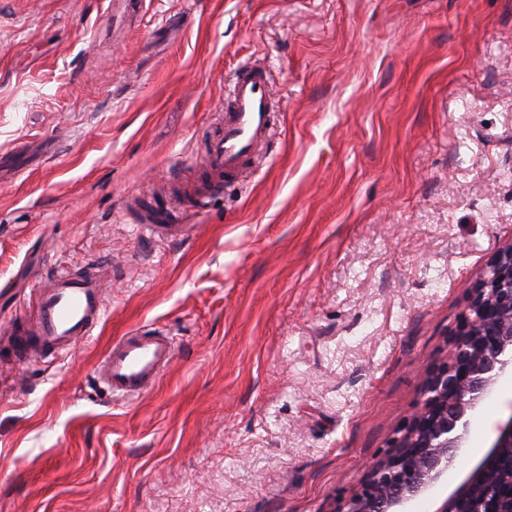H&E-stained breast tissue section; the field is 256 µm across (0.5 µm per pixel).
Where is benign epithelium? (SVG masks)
<instances>
[{"label":"benign epithelium","instance_id":"benign-epithelium-1","mask_svg":"<svg viewBox=\"0 0 512 512\" xmlns=\"http://www.w3.org/2000/svg\"><path fill=\"white\" fill-rule=\"evenodd\" d=\"M512 375V243L499 249L472 286L448 356L429 375L421 404L371 469L344 512H413L458 463L470 416L496 383ZM434 512H512V416L480 462Z\"/></svg>","mask_w":512,"mask_h":512}]
</instances>
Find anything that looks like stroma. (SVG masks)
<instances>
[{"label":"stroma","instance_id":"stroma-1","mask_svg":"<svg viewBox=\"0 0 512 512\" xmlns=\"http://www.w3.org/2000/svg\"><path fill=\"white\" fill-rule=\"evenodd\" d=\"M111 2L0 0V512H341L512 243V0ZM248 65L272 138L195 214ZM92 264V335L20 360L34 284ZM151 328L171 363L112 400ZM511 416L505 376L426 512ZM174 351L172 338L163 331L124 335L112 343L96 372L112 397H136L156 382Z\"/></svg>","mask_w":512,"mask_h":512}]
</instances>
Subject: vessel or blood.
Returning <instances> with one entry per match:
<instances>
[{
    "mask_svg": "<svg viewBox=\"0 0 512 512\" xmlns=\"http://www.w3.org/2000/svg\"><path fill=\"white\" fill-rule=\"evenodd\" d=\"M271 110L270 81L265 71L253 69L236 78L222 130L209 140L202 159L212 186H221L247 161L258 159L271 135ZM35 304L34 320L20 329L21 354H67L91 336L103 315L101 279L93 269L79 275L58 273L37 287ZM174 351L172 338L162 331L124 335L113 342L96 372L110 395L136 397L156 382Z\"/></svg>",
    "mask_w": 512,
    "mask_h": 512,
    "instance_id": "b4317fda",
    "label": "vessel or blood"
}]
</instances>
